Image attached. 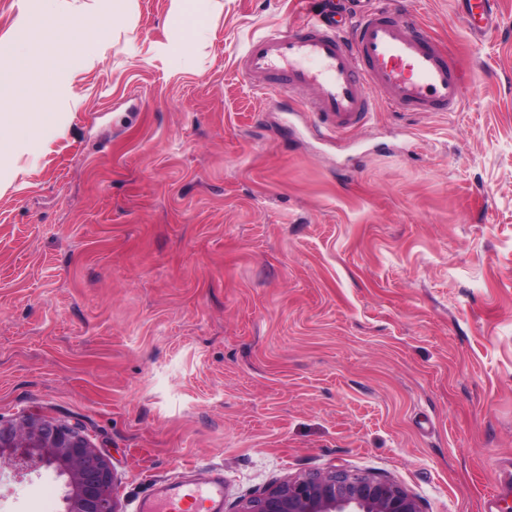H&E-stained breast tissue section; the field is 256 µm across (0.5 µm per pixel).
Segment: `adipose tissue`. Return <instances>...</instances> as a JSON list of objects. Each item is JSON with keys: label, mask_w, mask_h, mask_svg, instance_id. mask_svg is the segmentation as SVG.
Instances as JSON below:
<instances>
[{"label": "adipose tissue", "mask_w": 512, "mask_h": 512, "mask_svg": "<svg viewBox=\"0 0 512 512\" xmlns=\"http://www.w3.org/2000/svg\"><path fill=\"white\" fill-rule=\"evenodd\" d=\"M45 109L41 112L0 111V196L8 192L21 168L19 160L36 155L42 147L43 130L58 125L56 104L62 96L56 83L44 89Z\"/></svg>", "instance_id": "adipose-tissue-1"}]
</instances>
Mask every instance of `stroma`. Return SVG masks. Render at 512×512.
Segmentation results:
<instances>
[{
  "label": "stroma",
  "mask_w": 512,
  "mask_h": 512,
  "mask_svg": "<svg viewBox=\"0 0 512 512\" xmlns=\"http://www.w3.org/2000/svg\"><path fill=\"white\" fill-rule=\"evenodd\" d=\"M202 0V43L136 0H0L75 22L101 60L18 190L0 197V419L80 426L120 512L155 482L223 470L224 512L271 484L347 469L422 512H491L512 489V0L472 36L458 0L418 11L464 74L460 111L371 120L323 141L296 97L254 93L244 42L304 0ZM31 93L57 45L32 27ZM66 479L0 467V512H63Z\"/></svg>",
  "instance_id": "obj_1"
}]
</instances>
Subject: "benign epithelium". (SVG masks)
Segmentation results:
<instances>
[{"label": "benign epithelium", "mask_w": 512, "mask_h": 512, "mask_svg": "<svg viewBox=\"0 0 512 512\" xmlns=\"http://www.w3.org/2000/svg\"><path fill=\"white\" fill-rule=\"evenodd\" d=\"M17 475L56 465L67 476L66 512H118L110 461L82 432L39 413L0 420V464ZM237 512H421L400 484L369 473L334 469L277 483Z\"/></svg>", "instance_id": "1"}]
</instances>
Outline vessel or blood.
Returning <instances> with one entry per match:
<instances>
[{"instance_id": "vessel-or-blood-1", "label": "vessel or blood", "mask_w": 512, "mask_h": 512, "mask_svg": "<svg viewBox=\"0 0 512 512\" xmlns=\"http://www.w3.org/2000/svg\"><path fill=\"white\" fill-rule=\"evenodd\" d=\"M470 31L497 26L495 0H464ZM237 67L253 91L293 94L314 89L305 104L322 138L341 139L365 125L377 101L398 113H446L462 105L463 74L417 16L389 6L345 0L319 10L297 28L251 37ZM224 474L203 480L155 483L135 512H223Z\"/></svg>"}]
</instances>
